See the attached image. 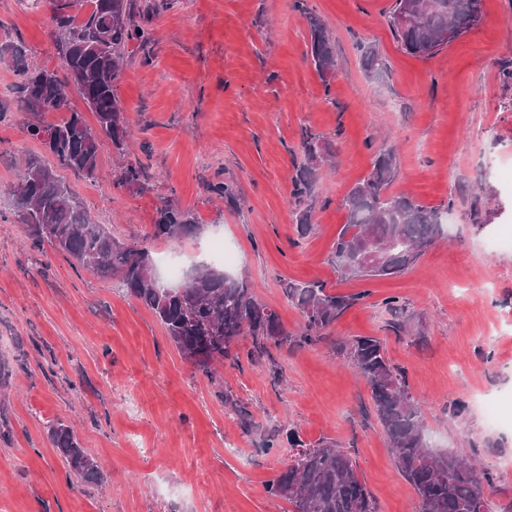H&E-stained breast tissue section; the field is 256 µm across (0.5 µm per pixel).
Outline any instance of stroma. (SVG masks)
I'll use <instances>...</instances> for the list:
<instances>
[{
  "instance_id": "35a3bbf8",
  "label": "stroma",
  "mask_w": 512,
  "mask_h": 512,
  "mask_svg": "<svg viewBox=\"0 0 512 512\" xmlns=\"http://www.w3.org/2000/svg\"><path fill=\"white\" fill-rule=\"evenodd\" d=\"M296 0H153L154 40L133 47L119 96L135 137L126 154L104 147L95 180L63 172L93 217L130 246L148 248L168 285L196 265L216 266L223 237L260 301L288 331L302 322L282 291L319 281L357 295L312 345L272 349L206 376L185 360L140 301L33 247L20 224L0 223V512H289L266 485L288 462L266 450L275 431L336 443L356 461L377 512H417V495L395 466L366 382L339 353L357 336L381 339L391 364L425 401L427 439L438 453L475 459L495 481L487 496L512 503V251L489 252L512 229V0H483L480 25L435 55L402 51L387 25L393 0H306L328 26L337 69L322 82ZM48 0L22 8L0 0V41L22 39L31 64L59 68ZM387 63L370 79L362 48ZM16 73L0 64V190L27 155L41 152L18 108ZM334 140V164L318 172L312 221L299 235L291 178L305 130ZM397 151L389 191L445 207L442 234L415 266L373 280L342 278L328 258L346 213L341 198ZM142 160L150 188L113 183ZM224 181L239 197L208 196ZM174 196L200 229L177 242L153 236L160 199ZM399 297L407 331L395 330L387 297ZM231 391L250 428L225 406ZM467 408L457 412L458 401ZM503 422L490 429L483 404ZM73 427L99 462L104 485L69 475L48 427Z\"/></svg>"
}]
</instances>
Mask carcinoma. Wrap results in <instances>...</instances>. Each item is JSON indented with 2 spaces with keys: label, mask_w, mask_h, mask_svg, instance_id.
<instances>
[{
  "label": "carcinoma",
  "mask_w": 512,
  "mask_h": 512,
  "mask_svg": "<svg viewBox=\"0 0 512 512\" xmlns=\"http://www.w3.org/2000/svg\"><path fill=\"white\" fill-rule=\"evenodd\" d=\"M54 2L51 36L64 38V45L56 47V52L73 83L61 80L54 70L30 65L23 41L0 43V63L13 67L20 77L22 110L33 116L66 113L51 125L27 124L28 134L41 143L54 164L39 155L24 160L16 181L6 189L11 217L0 213V223L20 224L34 247L47 244L99 278H119L123 290L140 300L164 325L184 359L189 361L197 353L205 355L197 369L206 375L214 374L217 361L238 360L232 349L242 336L251 337L250 358L255 361L267 356L271 345H312L324 339L360 296L333 293L321 282H284V295L303 319L300 332L294 334L258 300L253 285L243 276L201 265L187 274L186 288L180 291L167 293L154 287L149 251L125 244L106 225L91 218L83 200L62 181L57 170L92 180L103 147L110 145L120 153L127 152L129 131L118 94L123 60L131 45L152 43L150 28L137 17L152 10L154 4L149 0ZM299 10L309 26L311 62L326 83L337 67L330 31L308 7L301 5ZM482 17L483 0H394L389 29L406 53L428 57L447 46L443 31L450 29L459 37L478 25ZM363 57L369 77L378 78L386 71L385 60L374 46L363 47ZM72 87L94 113L96 127L71 106ZM301 150L304 162L292 182L294 195L302 200L314 194L317 171L332 160L334 151L331 140L310 130L302 135ZM395 174L394 151H380L369 174L342 199L346 222L329 257L341 276H398L441 235L442 209L409 195L389 193ZM115 186L133 192L148 190L146 168L139 161L126 165ZM209 192L237 201L235 189L226 182L210 184ZM295 223L302 235L315 230L311 206L296 211ZM197 230L199 224L191 211L171 198L162 199L154 236L179 240ZM367 240L384 245L380 261L375 263L365 255L363 244ZM340 352L369 387L396 465L418 496V512H512V503L496 511L486 498L485 486L492 483L487 470L429 447L421 404L411 394L405 376L389 362L379 339L357 336L342 344ZM48 436L68 473L88 485L102 486L98 463L82 448L70 426L52 424ZM288 445V465L266 485L268 495L287 500L291 512H376L349 454L327 440L307 444L293 432L288 433Z\"/></svg>",
  "instance_id": "carcinoma-1"
}]
</instances>
